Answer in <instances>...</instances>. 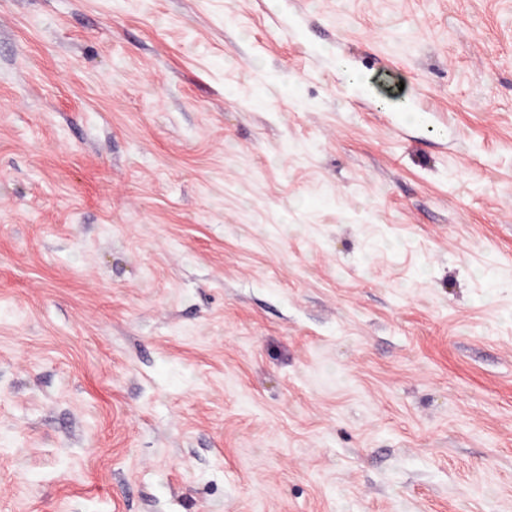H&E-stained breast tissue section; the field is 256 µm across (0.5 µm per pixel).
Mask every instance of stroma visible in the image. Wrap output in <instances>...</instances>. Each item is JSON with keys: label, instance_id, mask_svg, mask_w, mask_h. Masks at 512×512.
Instances as JSON below:
<instances>
[{"label": "stroma", "instance_id": "obj_1", "mask_svg": "<svg viewBox=\"0 0 512 512\" xmlns=\"http://www.w3.org/2000/svg\"><path fill=\"white\" fill-rule=\"evenodd\" d=\"M0 512H512V0H0Z\"/></svg>", "mask_w": 512, "mask_h": 512}]
</instances>
